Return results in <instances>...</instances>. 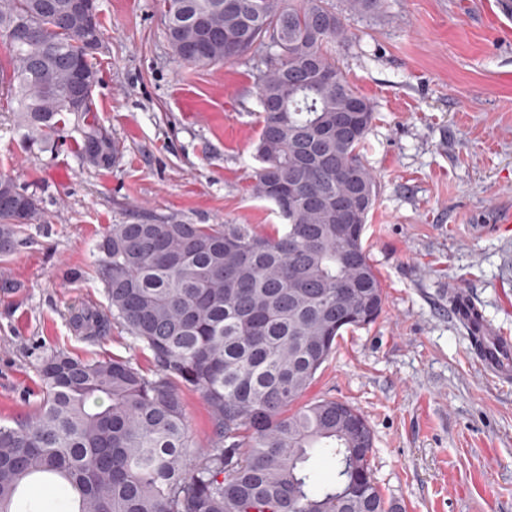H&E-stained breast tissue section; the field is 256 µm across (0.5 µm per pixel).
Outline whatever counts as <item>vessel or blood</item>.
Wrapping results in <instances>:
<instances>
[{"label": "vessel or blood", "instance_id": "b4317fda", "mask_svg": "<svg viewBox=\"0 0 512 512\" xmlns=\"http://www.w3.org/2000/svg\"><path fill=\"white\" fill-rule=\"evenodd\" d=\"M452 308L457 319L475 338V354L482 367L497 378L512 377V338L498 335L466 299L456 298Z\"/></svg>", "mask_w": 512, "mask_h": 512}]
</instances>
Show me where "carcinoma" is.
I'll use <instances>...</instances> for the list:
<instances>
[{
  "mask_svg": "<svg viewBox=\"0 0 512 512\" xmlns=\"http://www.w3.org/2000/svg\"><path fill=\"white\" fill-rule=\"evenodd\" d=\"M72 0H8L0 13V101L42 140L73 121L81 158L116 151L91 112L74 114L75 65L98 81L93 55L66 21ZM163 0L173 54L198 65L265 49L253 193L283 224H114L98 244L105 309L72 315L82 335L112 323L151 352L155 370L122 359L52 352L36 412L0 424V512H396L370 469L368 421L336 399L295 403L351 328L373 324L385 296L363 245L376 181L360 150L374 118L336 64L346 16L385 0ZM23 20L51 40L6 39ZM356 108L357 129H342ZM358 194L356 223L336 232V199ZM41 218L38 198L0 194V254ZM207 402L211 436L192 452L179 386ZM334 466L327 483L308 466ZM37 484L42 498L24 500Z\"/></svg>",
  "mask_w": 512,
  "mask_h": 512,
  "instance_id": "cac0c4a2",
  "label": "carcinoma"
}]
</instances>
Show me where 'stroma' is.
Returning a JSON list of instances; mask_svg holds the SVG:
<instances>
[{"label":"stroma","mask_w":512,"mask_h":512,"mask_svg":"<svg viewBox=\"0 0 512 512\" xmlns=\"http://www.w3.org/2000/svg\"><path fill=\"white\" fill-rule=\"evenodd\" d=\"M94 113L118 147L79 157V133L29 138L0 111V177L41 202L0 255V423L39 405L52 351L154 368L120 325L86 338L71 309L107 305L97 245L115 224L279 223L252 192L261 121L254 51L179 60L160 0H97ZM336 62L375 107L361 151L379 194L363 244L385 304L344 332L302 403L333 398L373 432L370 467L402 512H512V382L489 378L451 312L462 295L512 335V10L503 0H388L349 20Z\"/></svg>","instance_id":"35a3bbf8"}]
</instances>
